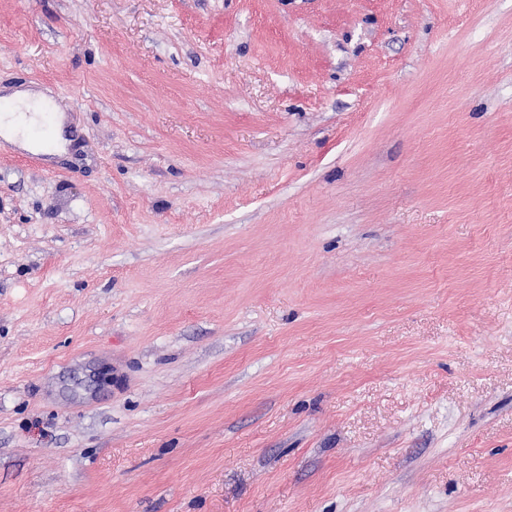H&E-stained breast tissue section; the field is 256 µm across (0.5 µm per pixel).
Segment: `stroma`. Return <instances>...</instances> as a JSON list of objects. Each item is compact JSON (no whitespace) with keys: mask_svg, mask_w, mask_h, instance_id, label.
I'll use <instances>...</instances> for the list:
<instances>
[{"mask_svg":"<svg viewBox=\"0 0 512 512\" xmlns=\"http://www.w3.org/2000/svg\"><path fill=\"white\" fill-rule=\"evenodd\" d=\"M0 512H512V0H0ZM15 105L11 112L0 115V134L3 139L22 148H31L32 144L24 131L36 120L34 106L47 102L44 96L31 90H16L9 98Z\"/></svg>","mask_w":512,"mask_h":512,"instance_id":"1","label":"stroma"}]
</instances>
